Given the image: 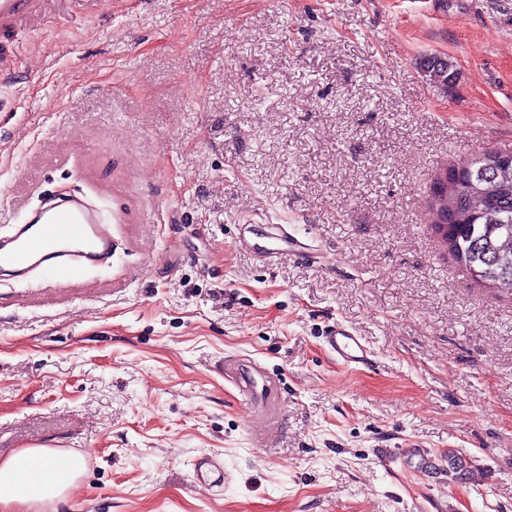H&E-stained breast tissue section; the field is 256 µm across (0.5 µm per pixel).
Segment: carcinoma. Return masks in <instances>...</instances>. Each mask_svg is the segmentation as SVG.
Wrapping results in <instances>:
<instances>
[{
  "instance_id": "obj_1",
  "label": "carcinoma",
  "mask_w": 512,
  "mask_h": 512,
  "mask_svg": "<svg viewBox=\"0 0 512 512\" xmlns=\"http://www.w3.org/2000/svg\"><path fill=\"white\" fill-rule=\"evenodd\" d=\"M450 69L440 57L428 58L422 64L430 79L444 84L451 78ZM497 155L486 149L465 160L471 170L448 185L434 209L448 212L452 219L444 243L462 269L512 291V167L497 166ZM422 464L429 470L448 473V478L457 482L479 483L483 476L480 468L452 450L439 458H424Z\"/></svg>"
}]
</instances>
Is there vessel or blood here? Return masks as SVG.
Instances as JSON below:
<instances>
[{"mask_svg": "<svg viewBox=\"0 0 512 512\" xmlns=\"http://www.w3.org/2000/svg\"><path fill=\"white\" fill-rule=\"evenodd\" d=\"M98 0H0V35L13 47L33 34L49 17L80 22ZM293 241L287 232L259 234L240 225L236 247L265 262L282 254ZM112 251L110 225L82 195L48 197L30 208L12 234L0 240V271L26 280L40 274L46 278L80 277L86 270L105 263ZM327 354L349 369L369 366L372 351L356 330L343 322L329 325L323 338ZM196 483L224 482V462L215 455L197 458L193 466Z\"/></svg>", "mask_w": 512, "mask_h": 512, "instance_id": "vessel-or-blood-1", "label": "vessel or blood"}]
</instances>
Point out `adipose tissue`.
<instances>
[{
  "label": "adipose tissue",
  "instance_id": "adipose-tissue-1",
  "mask_svg": "<svg viewBox=\"0 0 512 512\" xmlns=\"http://www.w3.org/2000/svg\"><path fill=\"white\" fill-rule=\"evenodd\" d=\"M52 448H23L0 461V512H12L16 504L37 505L64 500L84 468L81 456H69L58 465Z\"/></svg>",
  "mask_w": 512,
  "mask_h": 512
}]
</instances>
